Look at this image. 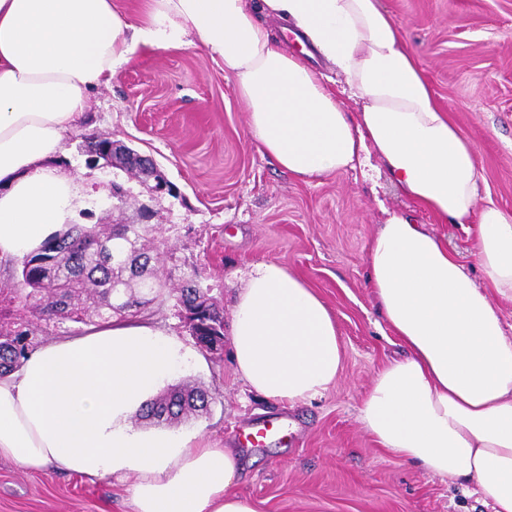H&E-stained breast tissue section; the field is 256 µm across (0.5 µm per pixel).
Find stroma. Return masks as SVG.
I'll return each instance as SVG.
<instances>
[{
	"mask_svg": "<svg viewBox=\"0 0 512 512\" xmlns=\"http://www.w3.org/2000/svg\"><path fill=\"white\" fill-rule=\"evenodd\" d=\"M402 27L438 105L474 144L482 194L512 211V0H382ZM234 80L203 49L143 51L92 97L54 164L78 186L80 224L132 222L149 206L152 235L170 249L161 275L193 273L224 311L257 263H281L314 288L336 320L343 366L322 397L288 407L264 398L214 361L164 300L143 320L167 329L191 355L166 385L191 382L212 401L176 425L222 448L241 449L236 491L257 512H485L473 491L385 451L358 409L372 380L401 352L368 285L367 250L379 224L404 214L448 242L481 282L470 236L417 208L379 161L303 180L282 171L252 142ZM86 135L108 137L151 157L176 186L152 196L125 172L92 165ZM129 197L113 212L112 181ZM281 425L264 445L246 447L244 428ZM0 512H133L124 483L55 468L28 472L0 461Z\"/></svg>",
	"mask_w": 512,
	"mask_h": 512,
	"instance_id": "35a3bbf8",
	"label": "stroma"
}]
</instances>
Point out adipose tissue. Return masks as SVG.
Listing matches in <instances>:
<instances>
[{
	"label": "adipose tissue",
	"mask_w": 512,
	"mask_h": 512,
	"mask_svg": "<svg viewBox=\"0 0 512 512\" xmlns=\"http://www.w3.org/2000/svg\"><path fill=\"white\" fill-rule=\"evenodd\" d=\"M275 22L342 74L359 112L339 109ZM197 47L223 62L253 142L289 174L375 156L416 206L473 235L482 288L425 225L395 214L379 226L369 286L407 354L378 371L358 418L381 448L512 512V337L495 304L512 301V211L480 198L474 145L380 0H149L139 17L118 0H0V257L71 223L80 194L51 162L94 91L138 50ZM231 346L237 374L291 406L322 396L341 369L327 304L276 262L238 288ZM182 357L168 331L128 320L46 341L0 378V460L130 481L134 512H256L235 491L234 449L133 422Z\"/></svg>",
	"instance_id": "ef3b65f1"
}]
</instances>
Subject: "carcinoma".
<instances>
[{"label": "carcinoma", "mask_w": 512, "mask_h": 512, "mask_svg": "<svg viewBox=\"0 0 512 512\" xmlns=\"http://www.w3.org/2000/svg\"><path fill=\"white\" fill-rule=\"evenodd\" d=\"M167 257L168 250L150 242L143 224H69L24 254L17 262L18 282L10 289L11 299L32 305L45 326L0 324V377L23 365L51 325L95 317L102 322L123 320L166 294L181 310H195L204 318L198 342L224 337V310L210 289L186 275L179 287L166 291L168 279L158 276L152 264L161 265ZM208 404L204 389L186 383L146 402L137 417L171 426L208 411Z\"/></svg>", "instance_id": "carcinoma-1"}]
</instances>
